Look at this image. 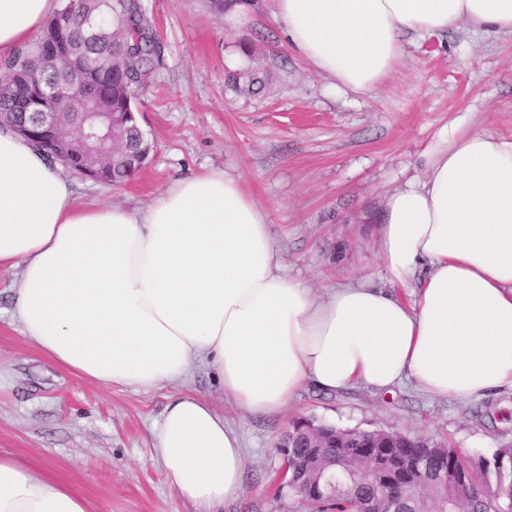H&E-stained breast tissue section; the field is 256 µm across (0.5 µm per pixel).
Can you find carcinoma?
<instances>
[{"label": "carcinoma", "mask_w": 512, "mask_h": 512, "mask_svg": "<svg viewBox=\"0 0 512 512\" xmlns=\"http://www.w3.org/2000/svg\"><path fill=\"white\" fill-rule=\"evenodd\" d=\"M85 13L101 12L114 20L98 43L89 45L74 37L65 46H57L54 33L59 17L53 15L36 42L18 48L10 57L0 59V113L15 112L18 101L41 94L53 83L65 84L68 93L49 105L59 109L82 91L94 95L93 106L121 115L127 127L130 145L139 147V108L134 90L145 85L161 62L158 35L148 20L142 0H80ZM382 444L408 459L426 457L432 499H446L448 506L463 512H499L512 510V448H500L492 458H472L457 450L430 448V441L417 437L398 440L385 438ZM312 452L310 448H291L290 479L302 485L298 463ZM381 488L359 478L348 493L330 501L299 496L304 512H375L381 508Z\"/></svg>", "instance_id": "carcinoma-1"}]
</instances>
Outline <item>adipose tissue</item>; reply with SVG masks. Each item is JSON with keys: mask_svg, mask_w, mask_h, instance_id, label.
Instances as JSON below:
<instances>
[{"mask_svg": "<svg viewBox=\"0 0 512 512\" xmlns=\"http://www.w3.org/2000/svg\"><path fill=\"white\" fill-rule=\"evenodd\" d=\"M290 46L337 88L393 71L407 33H512V0H274ZM57 0H0V58L32 42ZM388 280L317 301L287 276L266 210L207 170L143 208L77 203L70 182L0 128V269L18 270L11 317L65 370L106 387L172 388L157 449L195 512L242 485L244 450L208 400L183 392L192 362L225 401L276 414L302 389L413 382L467 402L512 388V140L456 127L424 180L392 194L379 229ZM0 512H93L47 469L0 454Z\"/></svg>", "mask_w": 512, "mask_h": 512, "instance_id": "ef3b65f1", "label": "adipose tissue"}]
</instances>
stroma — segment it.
I'll return each mask as SVG.
<instances>
[{"mask_svg":"<svg viewBox=\"0 0 512 512\" xmlns=\"http://www.w3.org/2000/svg\"><path fill=\"white\" fill-rule=\"evenodd\" d=\"M143 5L161 45L139 94L153 150L119 186L71 176L77 201L145 206L177 180L224 171L265 208L283 268L318 300L357 280L386 286L376 235L386 199L424 176L448 127L512 138V34L466 24L406 34L392 73L354 93L290 49L273 0H254L236 23L208 0ZM17 286L15 271L0 270V453L47 466L96 512H194L156 451L168 389L110 388L63 370L14 325ZM184 390L223 410L245 450L240 494L223 512H301L279 449L300 418L442 440L476 457L512 445L507 388L460 403L410 382L388 393L307 387L272 416L226 405L213 371L198 364Z\"/></svg>","mask_w":512,"mask_h":512,"instance_id":"obj_1","label":"stroma"}]
</instances>
